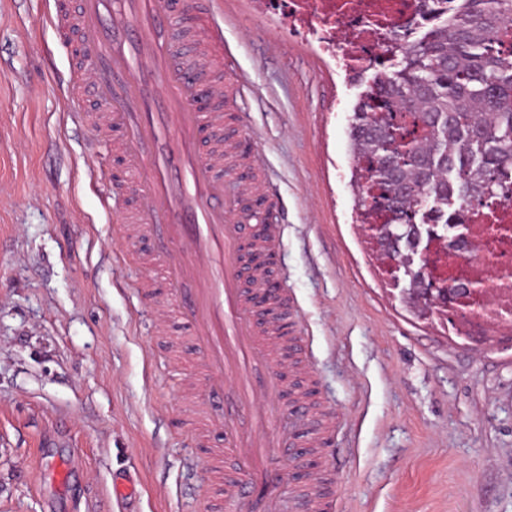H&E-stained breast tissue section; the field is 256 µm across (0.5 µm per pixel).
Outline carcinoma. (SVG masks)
<instances>
[{
  "label": "carcinoma",
  "instance_id": "carcinoma-1",
  "mask_svg": "<svg viewBox=\"0 0 512 512\" xmlns=\"http://www.w3.org/2000/svg\"><path fill=\"white\" fill-rule=\"evenodd\" d=\"M447 2L425 35L383 36L350 118L358 222L391 225L390 261L430 215L512 201V0Z\"/></svg>",
  "mask_w": 512,
  "mask_h": 512
}]
</instances>
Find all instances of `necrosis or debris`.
I'll list each match as a JSON object with an SVG mask.
<instances>
[{
	"instance_id": "obj_1",
	"label": "necrosis or debris",
	"mask_w": 512,
	"mask_h": 512,
	"mask_svg": "<svg viewBox=\"0 0 512 512\" xmlns=\"http://www.w3.org/2000/svg\"><path fill=\"white\" fill-rule=\"evenodd\" d=\"M267 13L313 27L321 46L338 51L351 67L373 64L382 43L376 26L384 24L416 35L433 26L444 10L438 0L434 10H420L419 0H265ZM472 254L433 248L430 270L439 280L482 281L490 293L456 302L455 327L465 338H475L482 327L512 322V237L499 238L476 229Z\"/></svg>"
}]
</instances>
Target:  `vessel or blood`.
Returning a JSON list of instances; mask_svg holds the SVG:
<instances>
[{"mask_svg": "<svg viewBox=\"0 0 512 512\" xmlns=\"http://www.w3.org/2000/svg\"><path fill=\"white\" fill-rule=\"evenodd\" d=\"M212 14L213 0H54L49 22L75 43L60 84L75 123L92 131L90 148L111 139L119 160L102 196L117 187L132 200L116 234L130 247L147 244L162 270L161 281L136 283L157 311L155 333L168 335L176 316L190 324L186 340H172L169 362L190 360L202 375L178 403L190 425L224 437L200 460L220 491L215 508L234 512L261 497L266 512H278L272 455L317 447L336 416L310 399L305 368L287 381L274 369L282 347L297 360L311 353L298 306L284 291L265 308L253 301L274 274L260 257L281 246V200L268 168L240 147L260 133L224 110L247 79L223 55L218 25L177 26ZM203 95L212 101L205 112ZM249 197L263 200L267 223L242 210ZM321 482L309 476L312 495H296L298 512H325Z\"/></svg>", "mask_w": 512, "mask_h": 512, "instance_id": "1", "label": "vessel or blood"}]
</instances>
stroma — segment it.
Returning a JSON list of instances; mask_svg holds the SVG:
<instances>
[{"label": "stroma", "instance_id": "stroma-1", "mask_svg": "<svg viewBox=\"0 0 512 512\" xmlns=\"http://www.w3.org/2000/svg\"><path fill=\"white\" fill-rule=\"evenodd\" d=\"M250 81L233 104L282 201V281L313 342L339 512H512V328L486 343L416 317L356 223L345 66L259 0H222ZM48 0H0V512H203L208 480L129 284L89 130L67 121L71 45Z\"/></svg>", "mask_w": 512, "mask_h": 512}]
</instances>
